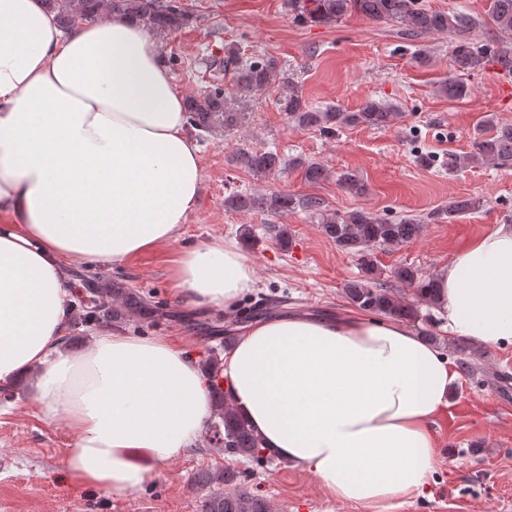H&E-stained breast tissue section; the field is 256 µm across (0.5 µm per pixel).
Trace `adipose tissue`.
<instances>
[{
  "label": "adipose tissue",
  "mask_w": 512,
  "mask_h": 512,
  "mask_svg": "<svg viewBox=\"0 0 512 512\" xmlns=\"http://www.w3.org/2000/svg\"><path fill=\"white\" fill-rule=\"evenodd\" d=\"M162 51L130 14L105 7L67 35L42 0H0V385L37 371L38 409L75 433L69 480L120 496L154 483L211 413L204 375L167 337L102 330L79 354L62 349L67 267L170 245L199 204V149ZM430 281L449 335L512 345V224ZM168 282L186 306L226 308L256 276L238 244L220 240L179 251ZM224 376L275 456L367 504L421 494L456 380L402 323L361 316L257 323Z\"/></svg>",
  "instance_id": "1"
}]
</instances>
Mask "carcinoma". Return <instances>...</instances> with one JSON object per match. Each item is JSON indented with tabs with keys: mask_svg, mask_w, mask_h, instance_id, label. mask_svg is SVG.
Masks as SVG:
<instances>
[{
	"mask_svg": "<svg viewBox=\"0 0 512 512\" xmlns=\"http://www.w3.org/2000/svg\"><path fill=\"white\" fill-rule=\"evenodd\" d=\"M48 12L65 29H73L84 19H93L102 0H44ZM112 11L133 14L151 29L163 34L178 32L191 21L190 15L173 2L161 8L156 0H111ZM288 10L295 18L310 26L335 25L355 13L374 22H396L404 27L408 36L431 35L448 32L453 35V62L460 72L481 70L493 59L506 71L512 72V0H490L489 17L494 35L483 41L472 37L474 22L462 12L431 10L418 0H286ZM219 70L232 76L233 85L242 92H261L280 75L279 62L273 56L252 61L241 59L236 49L224 50ZM442 95L450 99H463L470 94L469 86L456 77H450L440 86ZM280 109L302 129L333 133L343 127L366 126L381 128L395 121L394 109L370 100L358 110L349 112L339 106L313 108L299 91L288 87L279 99ZM188 120L202 131L234 127L239 113L229 106L228 92L217 83L199 94L187 97ZM468 161L498 163L512 160V126L496 128L487 135L479 130L472 138ZM257 178H266L282 172L285 159L276 150H249L242 148L230 159ZM306 182L317 184L328 177V170L317 162L299 161ZM336 180L347 192L363 193L365 185L351 171L336 175ZM233 210L266 212L283 215L297 208L320 216L322 232L336 246L357 257L360 276L348 282L345 295L358 309L388 319L417 323L423 319L422 307L436 306L435 289L429 287L426 277L415 267L400 265L393 269L394 280L413 290L416 301L410 303L389 286L379 282V269L373 257L376 248H396L417 240L423 225L414 218L389 222L364 208L343 214L323 212L324 202L316 197L301 198L286 191L264 193H236L224 200ZM112 294L116 306L115 317H136L144 311V301L137 293L126 288H93L89 294L76 296V316L73 324H90L99 319L101 312L97 297ZM467 342H459L464 357L458 361L461 373L475 378L480 373L477 360L466 355ZM213 400V412L208 422L205 439L208 444L224 449V453L248 462H269L262 439L254 432L247 419L234 405L229 392L224 390L222 359L215 352L204 362ZM202 492L201 512H271L266 498L253 487L243 472L226 467L218 472H206L195 479Z\"/></svg>",
	"mask_w": 512,
	"mask_h": 512,
	"instance_id": "1",
	"label": "carcinoma"
}]
</instances>
